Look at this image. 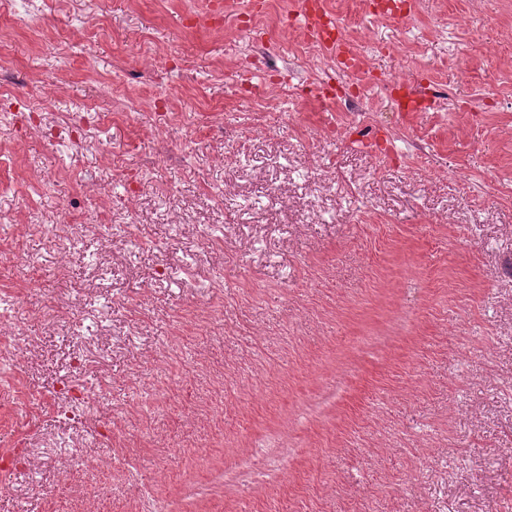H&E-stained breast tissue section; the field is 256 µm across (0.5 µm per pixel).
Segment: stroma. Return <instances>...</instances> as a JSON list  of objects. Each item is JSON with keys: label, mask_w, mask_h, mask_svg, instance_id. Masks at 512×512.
Here are the masks:
<instances>
[{"label": "stroma", "mask_w": 512, "mask_h": 512, "mask_svg": "<svg viewBox=\"0 0 512 512\" xmlns=\"http://www.w3.org/2000/svg\"><path fill=\"white\" fill-rule=\"evenodd\" d=\"M296 8L0 0V96L97 116L0 114V449L30 458L0 512H512V18L343 0L381 81L326 105ZM258 448L282 466L242 477Z\"/></svg>", "instance_id": "obj_1"}]
</instances>
